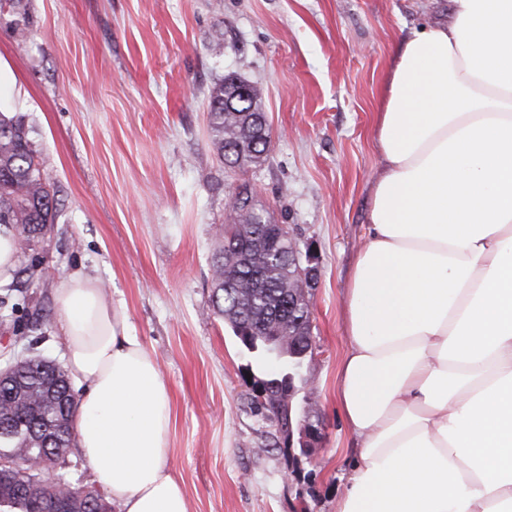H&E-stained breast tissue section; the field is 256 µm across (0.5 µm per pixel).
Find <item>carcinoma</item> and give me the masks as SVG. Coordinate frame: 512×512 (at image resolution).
<instances>
[{
	"label": "carcinoma",
	"instance_id": "carcinoma-1",
	"mask_svg": "<svg viewBox=\"0 0 512 512\" xmlns=\"http://www.w3.org/2000/svg\"><path fill=\"white\" fill-rule=\"evenodd\" d=\"M242 84L227 77L209 94L212 144L225 166L239 170L262 165L271 146V131L259 134L257 121L265 118V112L253 88H248L247 98L238 107L224 108V100L234 97ZM55 194L35 150L31 128L23 117L0 111V224L14 225L18 248L34 247L51 232L59 215ZM233 196L235 203L212 263L214 312L242 342L248 331L285 341L297 337L302 346L286 343L283 353L299 373L312 355L306 353L309 345L304 343L309 317L302 309L288 308L296 283L295 268L289 267V242L263 241L259 229L274 220L249 185L238 186ZM250 401L275 426L266 447L278 449L286 415L253 397ZM76 407L66 370L45 365L41 357L31 359L16 371L12 382L0 387V455L25 453L56 465L71 447ZM55 476L53 482L43 476H0V502L11 512H39L41 506L55 501L62 505V512H107L103 493L77 486L62 471Z\"/></svg>",
	"mask_w": 512,
	"mask_h": 512
}]
</instances>
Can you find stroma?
Listing matches in <instances>:
<instances>
[{"label": "stroma", "instance_id": "stroma-1", "mask_svg": "<svg viewBox=\"0 0 512 512\" xmlns=\"http://www.w3.org/2000/svg\"><path fill=\"white\" fill-rule=\"evenodd\" d=\"M26 2L27 25L0 16V110L32 127L61 207L50 238L19 255L34 279L0 321V364L62 360L54 290L84 268L169 387L170 466L189 512H334L354 446L337 389L380 171L376 111L397 45L446 20L448 0ZM231 73L256 88L272 129L267 160L236 172L208 131L209 90ZM244 182L316 253V348L297 397H313L322 436L292 475L264 448L273 426L248 398L252 357L212 309V254Z\"/></svg>", "mask_w": 512, "mask_h": 512}]
</instances>
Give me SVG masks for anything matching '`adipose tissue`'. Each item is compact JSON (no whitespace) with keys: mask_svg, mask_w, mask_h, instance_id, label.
Segmentation results:
<instances>
[{"mask_svg":"<svg viewBox=\"0 0 512 512\" xmlns=\"http://www.w3.org/2000/svg\"><path fill=\"white\" fill-rule=\"evenodd\" d=\"M391 58L348 286L336 512H512V0H449ZM73 443L112 512H189L171 398L97 277L54 291Z\"/></svg>","mask_w":512,"mask_h":512,"instance_id":"1","label":"adipose tissue"}]
</instances>
